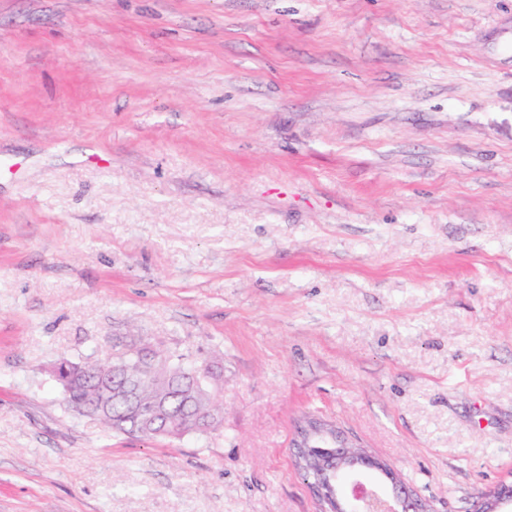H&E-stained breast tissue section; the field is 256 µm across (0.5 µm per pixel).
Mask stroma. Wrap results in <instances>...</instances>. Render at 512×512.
Returning <instances> with one entry per match:
<instances>
[{
  "mask_svg": "<svg viewBox=\"0 0 512 512\" xmlns=\"http://www.w3.org/2000/svg\"><path fill=\"white\" fill-rule=\"evenodd\" d=\"M125 336L218 431L67 406ZM311 420L432 512L512 483V0H0V512H319ZM150 349L141 341H130L113 355L112 360L88 357L82 362L63 361L54 369L68 405L79 414L96 420L104 431L117 432L142 440L158 437L178 439L195 432L190 418L206 406L205 391L216 380L214 362H190L177 351H163L154 347L166 363L167 379L146 385L153 398L166 400L168 432L154 436L140 429V417L125 397V379L131 375L148 381L151 363L147 354ZM112 388V394H101L102 385ZM198 391H195V389ZM195 400V401H194Z\"/></svg>",
  "mask_w": 512,
  "mask_h": 512,
  "instance_id": "35a3bbf8",
  "label": "stroma"
}]
</instances>
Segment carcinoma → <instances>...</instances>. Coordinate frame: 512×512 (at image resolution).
<instances>
[{"label":"carcinoma","instance_id":"obj_1","mask_svg":"<svg viewBox=\"0 0 512 512\" xmlns=\"http://www.w3.org/2000/svg\"><path fill=\"white\" fill-rule=\"evenodd\" d=\"M149 347L130 341L110 360L88 357L82 362L63 361L54 369L68 405L96 420L103 430L142 440H153L140 429V417L125 397L128 376L148 379ZM167 368V379L149 386L152 397L166 401L167 438L178 439L194 432L191 416L206 406L205 391L215 381L214 363L190 362L177 351L154 349Z\"/></svg>","mask_w":512,"mask_h":512}]
</instances>
